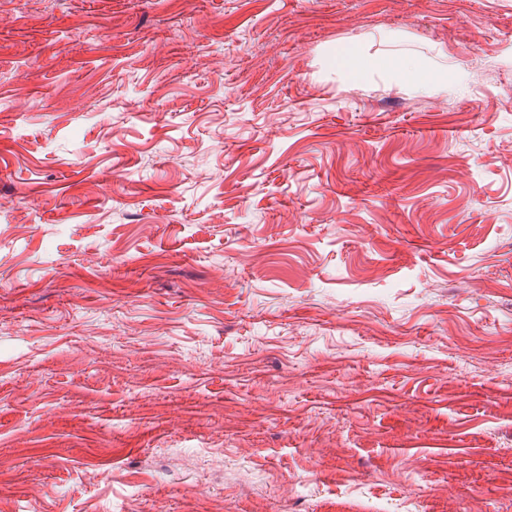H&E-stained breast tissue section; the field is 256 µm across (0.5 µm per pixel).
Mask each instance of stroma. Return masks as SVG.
<instances>
[{
	"label": "stroma",
	"instance_id": "35a3bbf8",
	"mask_svg": "<svg viewBox=\"0 0 512 512\" xmlns=\"http://www.w3.org/2000/svg\"><path fill=\"white\" fill-rule=\"evenodd\" d=\"M0 512H512V0H0ZM325 62L328 68L336 69V71L355 81L363 80L374 63L370 60L361 62L357 58L349 59L348 56L338 58L337 56H333L332 53L327 55ZM444 76H440L430 69L429 65L419 58L405 59L401 65V73L408 80L424 91L436 93L448 89V65L440 66Z\"/></svg>",
	"mask_w": 512,
	"mask_h": 512
}]
</instances>
